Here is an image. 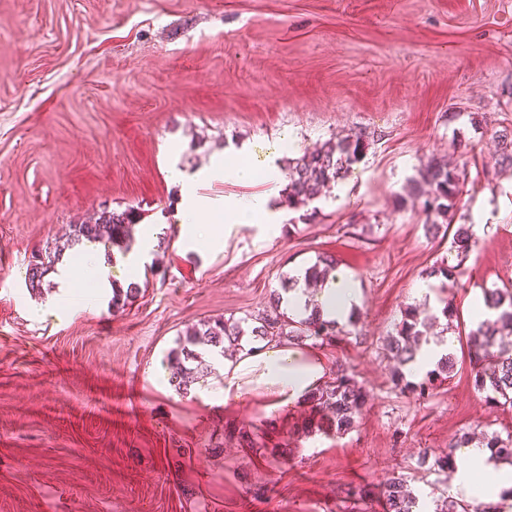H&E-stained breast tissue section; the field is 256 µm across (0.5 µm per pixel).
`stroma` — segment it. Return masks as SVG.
Returning <instances> with one entry per match:
<instances>
[{
    "label": "stroma",
    "mask_w": 512,
    "mask_h": 512,
    "mask_svg": "<svg viewBox=\"0 0 512 512\" xmlns=\"http://www.w3.org/2000/svg\"><path fill=\"white\" fill-rule=\"evenodd\" d=\"M511 125L512 0H0V512H385L339 491L411 473L468 429L512 434L468 362L419 401L393 389L382 356L410 305L450 307L462 354L474 299L512 282V176L495 137ZM359 131L365 156L278 233L240 224L223 249L189 250L171 167L250 165L252 184L200 187L250 196L271 156ZM434 158L464 165L451 217L477 225L478 243L463 286L435 278L428 301L417 286L457 259L408 195ZM106 207L135 208L138 234L165 225L160 276L118 310L67 249L76 311L52 313L53 279L26 284L33 253ZM322 256L359 295L354 334L319 347L369 393L354 430L290 441L305 408L267 419L253 374L244 403L219 411L152 384L188 325L269 308ZM229 427L258 448L225 441Z\"/></svg>",
    "instance_id": "1"
}]
</instances>
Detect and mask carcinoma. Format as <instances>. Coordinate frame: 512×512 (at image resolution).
I'll use <instances>...</instances> for the list:
<instances>
[{
    "label": "carcinoma",
    "instance_id": "obj_1",
    "mask_svg": "<svg viewBox=\"0 0 512 512\" xmlns=\"http://www.w3.org/2000/svg\"><path fill=\"white\" fill-rule=\"evenodd\" d=\"M496 139L500 171L512 173V128H503ZM368 146V135L358 132L327 141L298 158L288 160V187L284 202L293 209L312 204L321 197L326 186L345 177L350 168L362 159ZM463 180L465 175L459 168L445 161L431 160L421 171V180L412 183L408 195L420 201L421 210L427 216L446 220L456 204ZM139 219V214L132 208L122 211L104 209L92 224L70 225L67 241L72 244L83 240L98 242L107 250L117 247L119 251L126 252L131 246V226ZM445 232L452 234L451 247L459 256L466 254L477 242L471 224L454 227L448 223ZM61 255L62 249L57 247L47 251L44 256L33 257L26 273L31 291L41 292L45 278L54 270ZM333 268V260L325 258L307 268L304 279L323 280ZM429 275L457 282L466 276V271L459 263L453 266L442 263L433 268ZM139 291L137 285L126 290L112 289V307L124 308L137 297ZM482 301L487 308L496 312V317L478 322L468 333V360L473 385L490 404L511 409L512 343L505 341V337L512 335V288H484ZM438 321L439 317L425 315L417 306H408L402 312L396 335L387 339L384 356L391 363L393 387L400 392L423 399L430 394L434 379L441 376L447 379L453 372L455 360L449 354L437 369L420 382L409 381L404 374L405 365L413 359L422 344L428 342L427 336ZM347 335L349 332L344 327L312 317L300 321V326L295 327L289 321V316L276 307L250 318L199 322L187 327L178 346L169 352V357L177 365L171 383L177 392L188 393L200 379L205 357L214 352L224 355L229 349L239 346L245 336L252 337L254 341L288 337L300 342L314 340L331 345ZM368 397L367 390L350 369L343 364L338 365L332 381L316 389L311 396L309 413L302 422L301 433L306 436L317 432L334 435L353 430ZM224 438L236 441L242 448L257 446L252 434L242 429H226ZM482 444L498 457L512 462V436L504 439L496 433L486 434ZM381 494L388 512H417V496L404 475L388 479ZM433 504V512H492L488 506L448 496L433 500Z\"/></svg>",
    "mask_w": 512,
    "mask_h": 512
}]
</instances>
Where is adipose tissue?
Segmentation results:
<instances>
[{"mask_svg":"<svg viewBox=\"0 0 512 512\" xmlns=\"http://www.w3.org/2000/svg\"><path fill=\"white\" fill-rule=\"evenodd\" d=\"M255 171L251 166L234 168L215 163L198 175L189 176L172 171L173 181L181 183L184 206L180 213L181 224L196 223L201 214L223 206L233 224H259L266 230L277 225L279 208L274 200L279 195L277 182L280 174L276 166L267 169L268 191L245 200L215 199L199 192L200 184L223 181L229 178L240 183L252 181ZM358 302V293L351 277L338 270L319 288L315 296H308L301 289L283 295L281 306L290 318L299 320L310 316L341 323L348 319ZM214 362L222 375L218 390L200 388L196 396L204 404L225 406L242 400L245 390L241 378L248 369L259 370L261 377L271 387V396L264 404L266 417L275 418L286 410L304 405L315 389L323 385L327 367L321 353L310 345L295 341L266 344L260 348L243 351L238 358L215 357ZM453 491L461 497L479 495L481 503L503 507L512 499V467H506L479 443H471L462 451V463L454 472Z\"/></svg>","mask_w":512,"mask_h":512,"instance_id":"ef3b65f1","label":"adipose tissue"}]
</instances>
